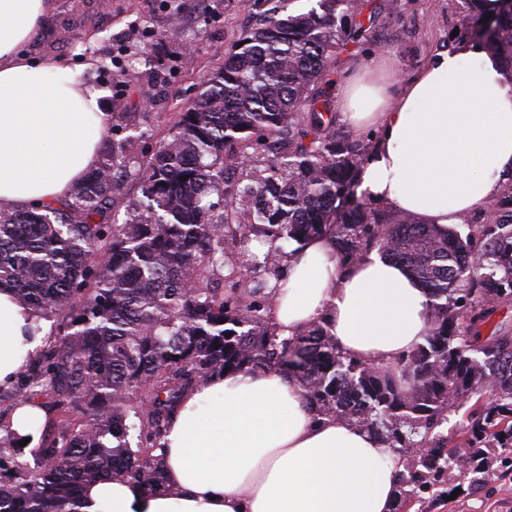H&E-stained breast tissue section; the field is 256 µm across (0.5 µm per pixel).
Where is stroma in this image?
<instances>
[{"label":"stroma","instance_id":"stroma-1","mask_svg":"<svg viewBox=\"0 0 512 512\" xmlns=\"http://www.w3.org/2000/svg\"><path fill=\"white\" fill-rule=\"evenodd\" d=\"M374 30L375 47L348 73L376 65L395 86L423 69L462 27L459 0H392ZM255 0H55L45 26L28 43L33 58L53 57L102 92L112 124L153 151L185 111L203 78L252 30ZM452 500L436 496L400 502L396 512H512V474L470 489L454 471Z\"/></svg>","mask_w":512,"mask_h":512}]
</instances>
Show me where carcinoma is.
I'll use <instances>...</instances> for the list:
<instances>
[{
	"label": "carcinoma",
	"instance_id": "obj_1",
	"mask_svg": "<svg viewBox=\"0 0 512 512\" xmlns=\"http://www.w3.org/2000/svg\"><path fill=\"white\" fill-rule=\"evenodd\" d=\"M463 35L512 68V0H460ZM388 0H313L259 23L151 153L112 151L45 213L0 209V287L56 322L52 348L18 377L15 405L50 398L57 435L0 485V512H77L97 480L163 486L156 449L182 398L226 372L293 375L312 409L380 436L419 498L466 460L469 485L512 447V181L484 212L441 229L356 194L373 135L336 119L337 58L366 51ZM140 195L125 197L128 183ZM126 204L129 218L114 209ZM329 235L345 262L373 249L427 288L424 343L394 366L344 354L318 321L280 338L269 325L283 258ZM270 244L258 256L249 247ZM489 398H484V393ZM466 408L464 442L438 431ZM21 441L0 437V462Z\"/></svg>",
	"mask_w": 512,
	"mask_h": 512
}]
</instances>
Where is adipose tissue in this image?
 <instances>
[{
    "instance_id": "1",
    "label": "adipose tissue",
    "mask_w": 512,
    "mask_h": 512,
    "mask_svg": "<svg viewBox=\"0 0 512 512\" xmlns=\"http://www.w3.org/2000/svg\"><path fill=\"white\" fill-rule=\"evenodd\" d=\"M53 0H0V208L37 211L68 199L101 164L112 123L101 92L25 45ZM337 119L373 128L358 194L445 227L486 210L512 177V69L468 45L438 53L402 89L366 69L336 97ZM432 301L407 267L371 251L344 264L328 236L284 262L269 320L282 338L325 320L337 346L370 366L422 344ZM33 310L0 289V386L40 342ZM166 489L89 485L78 512H391L401 466L381 439L309 408L277 372L216 375L179 404L162 440Z\"/></svg>"
}]
</instances>
